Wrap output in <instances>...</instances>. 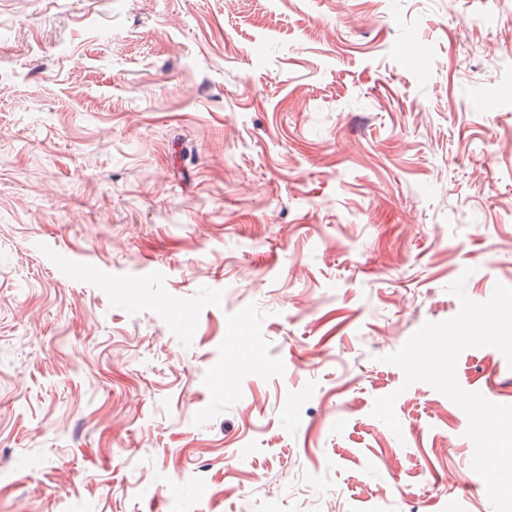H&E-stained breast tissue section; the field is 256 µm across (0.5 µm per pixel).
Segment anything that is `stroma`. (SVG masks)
Masks as SVG:
<instances>
[{"mask_svg": "<svg viewBox=\"0 0 512 512\" xmlns=\"http://www.w3.org/2000/svg\"><path fill=\"white\" fill-rule=\"evenodd\" d=\"M462 275L512 287V0H0V512H493L382 360Z\"/></svg>", "mask_w": 512, "mask_h": 512, "instance_id": "stroma-1", "label": "stroma"}]
</instances>
